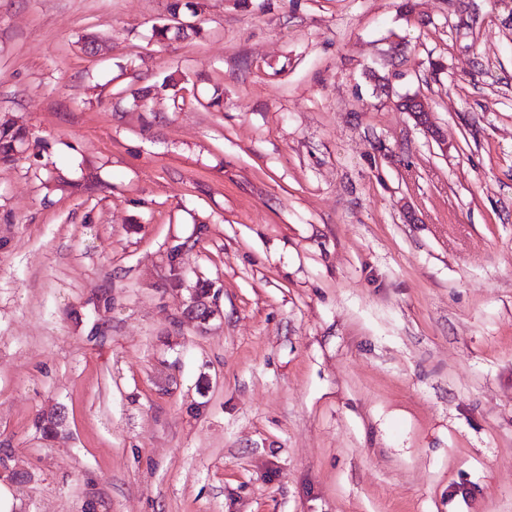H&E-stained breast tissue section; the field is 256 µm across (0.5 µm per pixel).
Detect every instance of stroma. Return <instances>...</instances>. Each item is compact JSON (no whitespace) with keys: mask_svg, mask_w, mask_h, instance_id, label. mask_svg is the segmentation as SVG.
<instances>
[{"mask_svg":"<svg viewBox=\"0 0 512 512\" xmlns=\"http://www.w3.org/2000/svg\"><path fill=\"white\" fill-rule=\"evenodd\" d=\"M203 2L0 0L11 512H512V0ZM403 102H406L409 105L407 112H409L414 117L417 124L421 126L430 137L437 140L439 136L429 121L431 113L428 112L427 106L425 105L422 98L418 95L404 96L399 98L395 104L397 105ZM26 131L9 125H0V164H10L15 159L17 144L24 141Z\"/></svg>","mask_w":512,"mask_h":512,"instance_id":"35a3bbf8","label":"stroma"}]
</instances>
